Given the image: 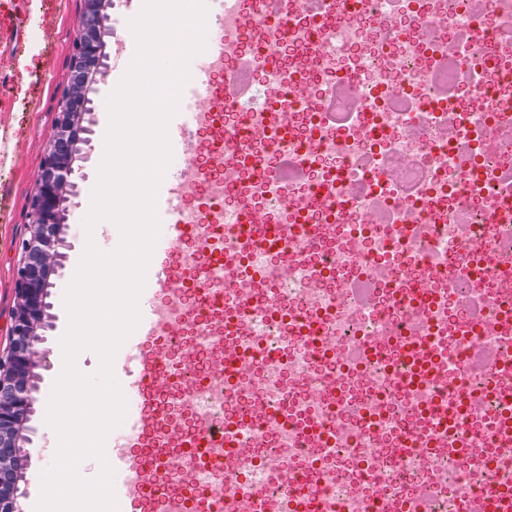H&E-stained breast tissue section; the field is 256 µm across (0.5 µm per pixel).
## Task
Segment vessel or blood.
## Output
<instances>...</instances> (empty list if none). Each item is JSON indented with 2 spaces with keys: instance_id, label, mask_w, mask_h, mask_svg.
<instances>
[{
  "instance_id": "b4317fda",
  "label": "vessel or blood",
  "mask_w": 512,
  "mask_h": 512,
  "mask_svg": "<svg viewBox=\"0 0 512 512\" xmlns=\"http://www.w3.org/2000/svg\"><path fill=\"white\" fill-rule=\"evenodd\" d=\"M178 177V172H168L157 197L158 216L168 228L166 246L172 251L182 247L188 233L187 225L181 220L180 195L175 188ZM167 292L164 272L148 269L146 286L140 297L141 322L121 346L113 364L114 375L128 403L123 423L105 445L106 458L114 469L113 486L119 512H144L147 497L162 491L159 472L170 467L169 460L145 455L137 448V439L148 426L143 407L145 393L172 370L162 351H155L150 356L143 351L144 344L165 333L160 298ZM230 445L231 440L225 430L215 428L193 442L190 454L204 460ZM217 501L218 512H267L262 501L250 503L241 500L235 488L230 486L220 487Z\"/></svg>"
}]
</instances>
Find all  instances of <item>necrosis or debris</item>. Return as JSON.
I'll return each instance as SVG.
<instances>
[{"label": "necrosis or debris", "instance_id": "4bbe7bcc", "mask_svg": "<svg viewBox=\"0 0 512 512\" xmlns=\"http://www.w3.org/2000/svg\"><path fill=\"white\" fill-rule=\"evenodd\" d=\"M217 2L229 37L183 149L194 229L167 270L182 371L142 444L186 455L211 419L234 446L150 512H214L216 469L290 512L511 495L512 0ZM478 348L495 363L476 374Z\"/></svg>", "mask_w": 512, "mask_h": 512}]
</instances>
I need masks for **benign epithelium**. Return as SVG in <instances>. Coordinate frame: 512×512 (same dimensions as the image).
<instances>
[{
    "mask_svg": "<svg viewBox=\"0 0 512 512\" xmlns=\"http://www.w3.org/2000/svg\"><path fill=\"white\" fill-rule=\"evenodd\" d=\"M109 0H85L82 28L71 52L70 85L56 108L54 130L45 147L37 189L29 204L31 233L21 243V260L14 277L10 346L0 357V512H19L16 485L6 481L24 469L25 424L32 412L30 377L39 366L38 345L48 318L50 276L61 253V233L67 198L74 183V165L89 140L87 79L102 65Z\"/></svg>",
    "mask_w": 512,
    "mask_h": 512,
    "instance_id": "benign-epithelium-1",
    "label": "benign epithelium"
}]
</instances>
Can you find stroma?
Masks as SVG:
<instances>
[{"mask_svg":"<svg viewBox=\"0 0 512 512\" xmlns=\"http://www.w3.org/2000/svg\"><path fill=\"white\" fill-rule=\"evenodd\" d=\"M140 0H112L108 9L111 36L108 46L123 45L122 59L107 57L89 87L90 142L75 164L74 189L66 203L62 233V265L49 289V309L41 350L45 355L37 368L34 415L28 423L25 444L28 461L19 484L21 512H31L41 488V473L47 467L43 450L47 444L46 408L59 367V339L68 318L63 293L70 270L78 263L87 239L83 220L90 207V194L97 181L108 113L105 100L123 76L136 43L127 21ZM84 0H0V353L9 347L10 314L13 306V274L29 232L28 211L40 174L43 150L53 130L55 109L70 80L72 44L82 27Z\"/></svg>","mask_w":512,"mask_h":512,"instance_id":"obj_1","label":"stroma"}]
</instances>
